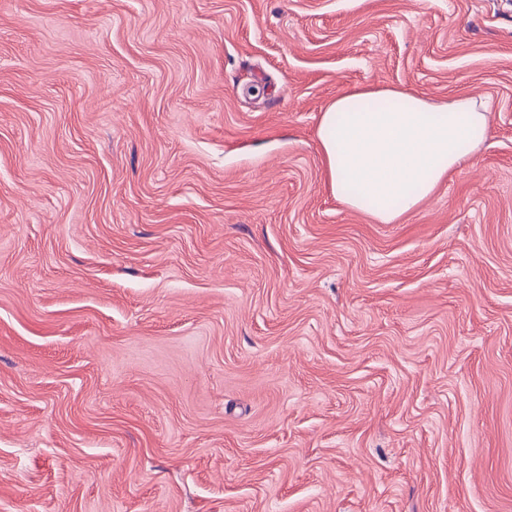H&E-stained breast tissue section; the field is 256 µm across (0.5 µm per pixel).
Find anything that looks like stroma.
I'll use <instances>...</instances> for the list:
<instances>
[{
  "label": "stroma",
  "instance_id": "1",
  "mask_svg": "<svg viewBox=\"0 0 512 512\" xmlns=\"http://www.w3.org/2000/svg\"><path fill=\"white\" fill-rule=\"evenodd\" d=\"M360 86L490 109L391 224ZM0 512H512V0H0Z\"/></svg>",
  "mask_w": 512,
  "mask_h": 512
}]
</instances>
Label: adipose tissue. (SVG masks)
Wrapping results in <instances>:
<instances>
[{"mask_svg": "<svg viewBox=\"0 0 512 512\" xmlns=\"http://www.w3.org/2000/svg\"><path fill=\"white\" fill-rule=\"evenodd\" d=\"M488 135V110L473 99L433 105L399 89L342 93L318 126L331 191L381 224L414 210Z\"/></svg>", "mask_w": 512, "mask_h": 512, "instance_id": "adipose-tissue-1", "label": "adipose tissue"}]
</instances>
